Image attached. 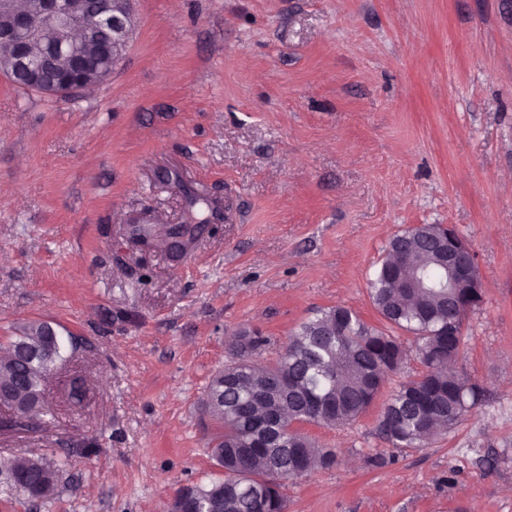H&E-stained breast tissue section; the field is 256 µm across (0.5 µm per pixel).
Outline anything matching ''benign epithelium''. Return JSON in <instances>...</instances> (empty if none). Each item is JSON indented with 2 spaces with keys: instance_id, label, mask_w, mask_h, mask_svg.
Segmentation results:
<instances>
[{
  "instance_id": "benign-epithelium-1",
  "label": "benign epithelium",
  "mask_w": 512,
  "mask_h": 512,
  "mask_svg": "<svg viewBox=\"0 0 512 512\" xmlns=\"http://www.w3.org/2000/svg\"><path fill=\"white\" fill-rule=\"evenodd\" d=\"M19 0H0V14L9 16L8 26L0 29V41L13 48L12 67L27 74L28 86L34 90L44 87L43 73H52L50 93L59 96L73 95L86 87L88 70L96 73L98 82L112 77L115 65L123 52H112V47L125 45L126 38L135 25V0H119L120 6L112 7V14L105 15L88 8L86 0H35L31 7L18 6ZM53 26L55 41L50 55L37 65L28 54V47L42 41L45 28ZM93 25L112 26V46L103 52L113 55L112 64L100 65L99 59L91 60L84 51V41ZM66 55L70 63L62 68L56 62V55ZM468 248L459 235L449 234L448 262L451 264L453 287L478 288L480 284L472 279L469 267L456 261L455 247Z\"/></svg>"
}]
</instances>
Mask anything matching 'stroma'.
<instances>
[{
    "label": "stroma",
    "instance_id": "1",
    "mask_svg": "<svg viewBox=\"0 0 512 512\" xmlns=\"http://www.w3.org/2000/svg\"><path fill=\"white\" fill-rule=\"evenodd\" d=\"M135 17L80 95L0 73V340L37 321L64 345L42 425L0 409V457L61 465L58 491L0 475V512H169L222 477L203 399L239 328L271 360L318 309L379 323L368 280L415 224L476 254L458 368L484 400L404 452L380 401L301 424L340 462L288 480L286 512H512V0H136ZM198 220L173 257L165 229Z\"/></svg>",
    "mask_w": 512,
    "mask_h": 512
}]
</instances>
